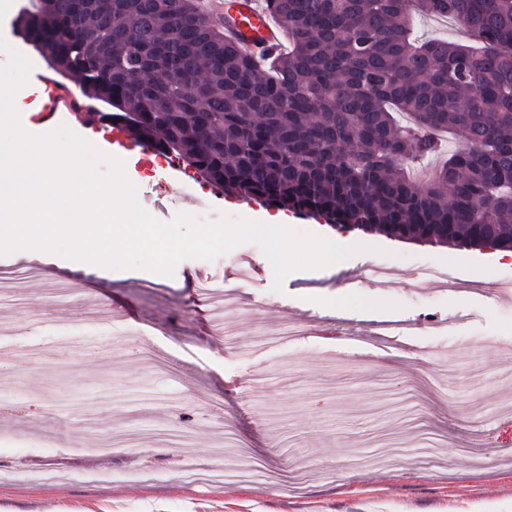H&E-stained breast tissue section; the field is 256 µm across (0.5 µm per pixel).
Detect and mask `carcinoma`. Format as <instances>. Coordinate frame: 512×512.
Returning <instances> with one entry per match:
<instances>
[{"label": "carcinoma", "instance_id": "carcinoma-1", "mask_svg": "<svg viewBox=\"0 0 512 512\" xmlns=\"http://www.w3.org/2000/svg\"><path fill=\"white\" fill-rule=\"evenodd\" d=\"M264 7L290 49L260 58L197 0H31L16 28L115 109L113 125L226 194L338 228L512 249V0ZM424 16L476 45L416 41ZM438 156L426 179L407 176Z\"/></svg>", "mask_w": 512, "mask_h": 512}]
</instances>
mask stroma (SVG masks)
Returning a JSON list of instances; mask_svg holds the SVG:
<instances>
[{
    "label": "stroma",
    "instance_id": "35a3bbf8",
    "mask_svg": "<svg viewBox=\"0 0 512 512\" xmlns=\"http://www.w3.org/2000/svg\"><path fill=\"white\" fill-rule=\"evenodd\" d=\"M23 0H0V38L34 69L45 59L17 33ZM64 123L125 162L139 204L169 222L198 214L267 221L255 199L213 197L185 169L188 195L167 165L110 145L79 113ZM284 226L363 253L318 270L274 271L244 243L173 275L99 268L44 252L0 256V512H512V414L496 380L512 371V281L492 252L361 232L287 211ZM405 261L411 278L382 288L371 267ZM470 291H461L460 281ZM237 288L230 335L210 327L202 283ZM134 317L113 316L114 303ZM442 319L422 327L424 315ZM292 322L286 345L255 346ZM466 383L493 423L449 411ZM143 430L136 446L92 452L104 430ZM307 481L268 476L294 449ZM236 466L223 481L209 470Z\"/></svg>",
    "mask_w": 512,
    "mask_h": 512
}]
</instances>
